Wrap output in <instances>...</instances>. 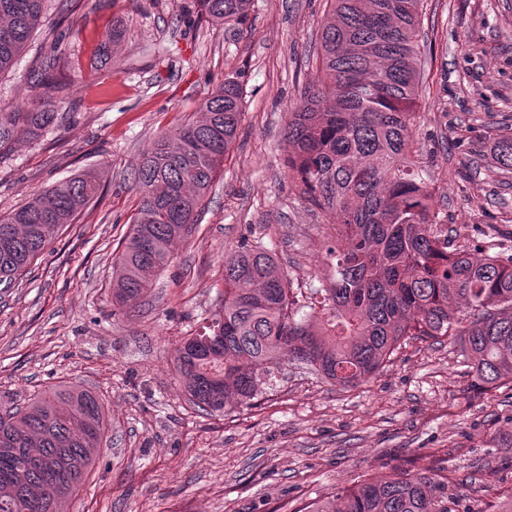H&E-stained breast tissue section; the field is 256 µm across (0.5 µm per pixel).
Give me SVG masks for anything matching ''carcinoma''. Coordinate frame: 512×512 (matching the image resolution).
<instances>
[{
    "instance_id": "carcinoma-1",
    "label": "carcinoma",
    "mask_w": 512,
    "mask_h": 512,
    "mask_svg": "<svg viewBox=\"0 0 512 512\" xmlns=\"http://www.w3.org/2000/svg\"><path fill=\"white\" fill-rule=\"evenodd\" d=\"M321 22L315 74L288 117V174L308 202L335 219L331 276L298 295L267 247L246 240L224 255V299L174 349L189 399L207 412L248 405L288 358L329 382L373 378L407 341H460L481 385H512V255L453 245L437 229L435 192L412 140L419 96L421 0H333ZM211 24H243L250 0H197ZM45 0H0V74L44 21ZM28 111L0 116V145L15 130L38 138L57 126L46 90L64 81L55 56L34 73ZM243 88L226 79L201 117L160 135L134 182L139 208L117 259L112 302H135L171 262V244L199 223L243 116ZM85 171L32 195L0 219V285L9 288L96 197ZM99 398L78 387L0 409V512H29L54 469L66 480L37 512H63L102 448ZM295 512H452L448 477L430 464L377 475Z\"/></svg>"
}]
</instances>
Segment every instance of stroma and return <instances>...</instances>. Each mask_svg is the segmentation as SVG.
Segmentation results:
<instances>
[{"label":"stroma","instance_id":"1","mask_svg":"<svg viewBox=\"0 0 512 512\" xmlns=\"http://www.w3.org/2000/svg\"><path fill=\"white\" fill-rule=\"evenodd\" d=\"M416 155L453 243L512 254V0H422ZM332 0H251L245 24L197 18L196 0H47L46 20L10 72L0 113L21 112L45 56L68 64L61 121L0 148V217L61 179L94 170L100 194L14 288L0 292V404L73 385L96 394L109 424L67 512H278L330 498L366 476L430 456L452 512L512 507V388L483 390L457 345L415 340L352 388L285 363L251 405L209 413L186 396L172 351L224 295V253L241 237L275 249L294 287L320 288L333 231L284 165L290 104ZM110 62L96 59L113 27ZM244 116L200 224L129 308L112 304V264L139 195L133 174L162 133L197 117L225 79Z\"/></svg>","mask_w":512,"mask_h":512}]
</instances>
